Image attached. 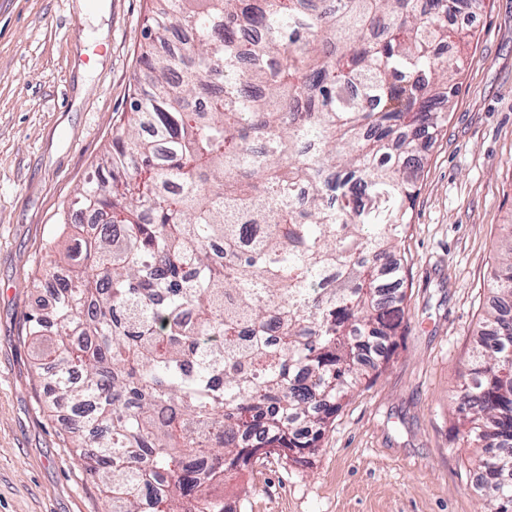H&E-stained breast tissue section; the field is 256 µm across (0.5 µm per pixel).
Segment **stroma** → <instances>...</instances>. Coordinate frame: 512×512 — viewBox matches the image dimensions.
Returning <instances> with one entry per match:
<instances>
[{
  "instance_id": "obj_1",
  "label": "stroma",
  "mask_w": 512,
  "mask_h": 512,
  "mask_svg": "<svg viewBox=\"0 0 512 512\" xmlns=\"http://www.w3.org/2000/svg\"><path fill=\"white\" fill-rule=\"evenodd\" d=\"M149 0H0V512H107L45 405L23 338L34 280L71 199L130 115ZM459 91L419 153L403 243L404 333L308 462L226 473L237 512H479L452 400L482 330L496 247L512 227V0L458 15Z\"/></svg>"
}]
</instances>
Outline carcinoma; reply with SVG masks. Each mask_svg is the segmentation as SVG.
<instances>
[{"label":"carcinoma","instance_id":"1","mask_svg":"<svg viewBox=\"0 0 512 512\" xmlns=\"http://www.w3.org/2000/svg\"><path fill=\"white\" fill-rule=\"evenodd\" d=\"M460 1L150 0L148 81L73 202L99 228L51 248L35 287L57 300L25 334L112 512H225L209 487L248 436L315 447L389 361L364 356L403 327L411 166L458 91L461 60L437 47ZM490 290L455 401L485 512H503L512 236Z\"/></svg>","mask_w":512,"mask_h":512}]
</instances>
